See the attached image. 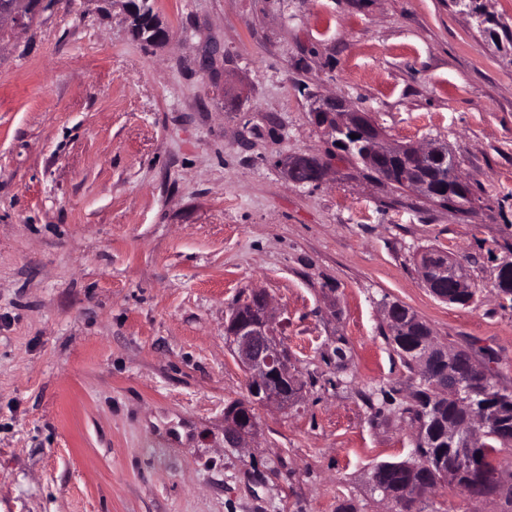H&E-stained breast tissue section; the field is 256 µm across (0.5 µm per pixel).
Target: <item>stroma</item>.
Returning a JSON list of instances; mask_svg holds the SVG:
<instances>
[{"mask_svg":"<svg viewBox=\"0 0 512 512\" xmlns=\"http://www.w3.org/2000/svg\"><path fill=\"white\" fill-rule=\"evenodd\" d=\"M0 40V512H387L374 465L412 460L384 307L491 360L512 392V0H44ZM237 92L227 105L225 86ZM391 141L442 143L471 201L438 207L337 153L313 93ZM305 154L322 180L297 184ZM464 260L462 307L416 254ZM265 293L307 388L258 408L224 339ZM424 512H505L440 486ZM136 2L135 0H114L113 4H117L121 7L122 11L132 20L131 14H135ZM130 25L132 35L137 38L145 39L146 41H149V38L153 35H162L164 29L158 17L153 13L150 0H147L145 11L142 14L137 13Z\"/></svg>","mask_w":512,"mask_h":512,"instance_id":"stroma-1","label":"stroma"}]
</instances>
